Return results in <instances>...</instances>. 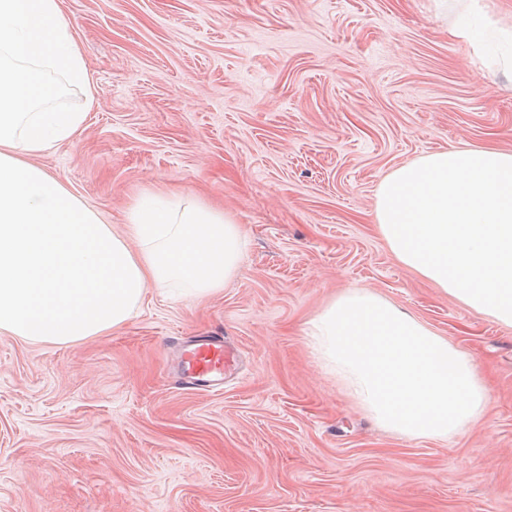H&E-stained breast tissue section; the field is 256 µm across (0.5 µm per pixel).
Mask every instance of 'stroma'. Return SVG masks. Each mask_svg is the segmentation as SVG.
Returning a JSON list of instances; mask_svg holds the SVG:
<instances>
[{
    "mask_svg": "<svg viewBox=\"0 0 512 512\" xmlns=\"http://www.w3.org/2000/svg\"><path fill=\"white\" fill-rule=\"evenodd\" d=\"M457 0H60L95 87L32 157L122 230L144 191L240 225L208 295L149 289L56 345L0 332V512H512V327L402 265L377 187L430 152H512V91L448 33ZM365 288L471 359L487 406L447 440L390 432L316 357L311 321ZM218 334L223 392L175 345Z\"/></svg>",
    "mask_w": 512,
    "mask_h": 512,
    "instance_id": "1",
    "label": "stroma"
}]
</instances>
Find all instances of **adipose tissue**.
Listing matches in <instances>:
<instances>
[{"mask_svg":"<svg viewBox=\"0 0 512 512\" xmlns=\"http://www.w3.org/2000/svg\"><path fill=\"white\" fill-rule=\"evenodd\" d=\"M467 0L451 34L512 83V28ZM88 85L59 0H0V331L68 344L130 319L147 289L208 294L239 270L238 224L201 202L140 195L115 232L33 156L81 133L53 108L58 79ZM375 221L395 257L467 307L512 326V153L427 154L379 184Z\"/></svg>","mask_w":512,"mask_h":512,"instance_id":"ef3b65f1","label":"adipose tissue"}]
</instances>
